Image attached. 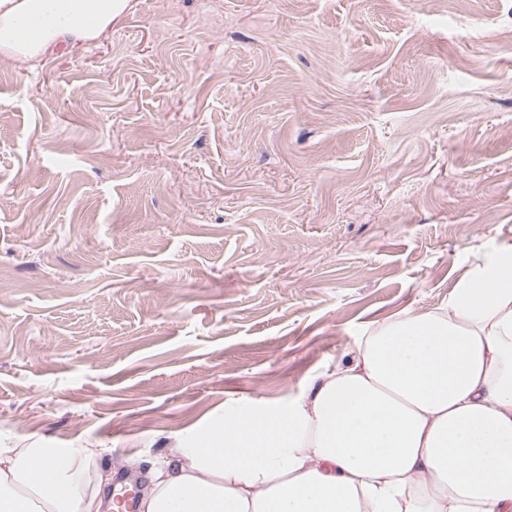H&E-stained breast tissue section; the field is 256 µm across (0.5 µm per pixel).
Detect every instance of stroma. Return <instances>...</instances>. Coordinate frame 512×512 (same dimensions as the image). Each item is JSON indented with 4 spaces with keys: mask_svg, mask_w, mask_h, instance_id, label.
<instances>
[{
    "mask_svg": "<svg viewBox=\"0 0 512 512\" xmlns=\"http://www.w3.org/2000/svg\"><path fill=\"white\" fill-rule=\"evenodd\" d=\"M512 245V0H128L0 55V437L144 477Z\"/></svg>",
    "mask_w": 512,
    "mask_h": 512,
    "instance_id": "stroma-1",
    "label": "stroma"
}]
</instances>
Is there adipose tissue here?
Returning <instances> with one entry per match:
<instances>
[{
  "label": "adipose tissue",
  "instance_id": "ef3b65f1",
  "mask_svg": "<svg viewBox=\"0 0 512 512\" xmlns=\"http://www.w3.org/2000/svg\"><path fill=\"white\" fill-rule=\"evenodd\" d=\"M127 0H0V54L98 37ZM89 441L0 447V512H104ZM141 512H512V249L447 302L364 332L284 401L225 404L179 431Z\"/></svg>",
  "mask_w": 512,
  "mask_h": 512
}]
</instances>
